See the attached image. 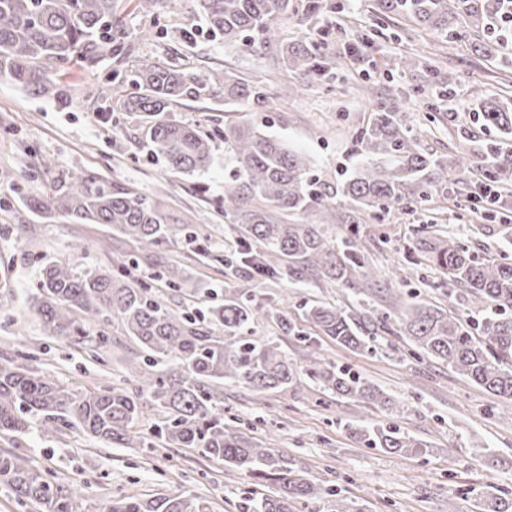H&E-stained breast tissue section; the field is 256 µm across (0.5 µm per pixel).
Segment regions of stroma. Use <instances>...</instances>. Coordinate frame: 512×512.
<instances>
[{
    "mask_svg": "<svg viewBox=\"0 0 512 512\" xmlns=\"http://www.w3.org/2000/svg\"><path fill=\"white\" fill-rule=\"evenodd\" d=\"M116 2L128 35L125 52L103 55L89 69L57 71L56 80L70 89L68 104L49 94H27L0 78V290L9 291L0 304V354L25 351L31 369L73 390L93 392L119 381L124 361L137 352L135 342L116 324L105 359H97L92 348L43 336L31 308L37 267L18 250V241H27L45 257L104 270L125 266L134 251L103 225L40 219L26 206L43 195L52 179L41 167L43 159H51L60 170H94L152 195L171 226L192 222L200 233V241L175 238L160 250L166 264L186 268V288H169L144 264L130 270L132 280L151 282L161 300L178 312L200 307L207 292L220 294L235 286L252 305L272 311L255 321L254 338L276 344L300 366L321 362L349 368L387 392L399 407L392 414L327 395L309 380L280 393L228 383L225 417L254 423V437L336 486L363 512H448L452 507L477 512V495L494 489L512 492V418L504 414L512 405L507 400L448 364L410 355L406 342L397 337H385L376 350L354 353L322 336L305 344L283 332L277 318L282 311L295 316L300 303L313 300L393 313L409 302H427L451 315H467L477 310V303L454 288L441 270L418 263L414 246L434 232L438 218L449 236L470 246L479 259H512V248L497 234V217L487 209H473L457 192L438 194L413 213L392 214L381 222L338 197L329 212L298 213L290 221L324 224L329 236L339 239L349 226H357L370 277L364 294H352L316 275L256 283L240 271L239 228L225 222L219 206L224 178L234 168L223 141L214 143L216 162L208 172L172 175L162 160L145 156L139 114L112 111L110 101L97 93L98 87L111 84L115 72L140 63L173 65L200 77L226 68L249 81L263 80L268 111L251 112L240 103L237 118L264 125L267 133L287 140L311 161L316 178L333 186L349 169L352 142L370 116L364 92L401 105L421 152L476 159L487 143L499 139V131L485 128L465 139L457 128L470 125L476 97H512V73L476 54L468 43L438 40L394 15L378 19L376 0H336L341 12L320 16L306 14L307 0H292L278 21L283 37L304 40L317 29L331 27L326 51L336 58V73L330 88L308 87L284 102L277 92L297 76L284 66L278 45L254 51L224 43L200 20L197 0H159L148 15L136 0ZM414 54L431 56L435 70H403L401 57ZM448 69L460 77L450 90L442 82ZM167 117L208 132L223 125L224 104L186 100ZM217 253L226 255V263L214 261ZM390 422L427 444V452L399 456L367 447L363 429ZM9 450L57 482L85 484L84 512H102L116 495L144 497L158 491L196 495L211 512H240L242 502L266 491L259 479L191 448H111L76 428L52 438L31 431L17 436Z\"/></svg>",
    "mask_w": 512,
    "mask_h": 512,
    "instance_id": "35a3bbf8",
    "label": "stroma"
}]
</instances>
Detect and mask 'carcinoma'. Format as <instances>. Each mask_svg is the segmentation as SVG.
<instances>
[{
	"label": "carcinoma",
	"mask_w": 512,
	"mask_h": 512,
	"mask_svg": "<svg viewBox=\"0 0 512 512\" xmlns=\"http://www.w3.org/2000/svg\"><path fill=\"white\" fill-rule=\"evenodd\" d=\"M211 33L224 42L251 48L271 41L300 82L282 88L280 98L302 84H324L333 64L325 52L328 36L308 42L280 37L278 17L290 0H198ZM383 14L402 15L416 25L452 40L468 41L470 26L484 39L472 43L487 56L504 43L498 26L508 11L504 0H378ZM114 0H0V77L33 95L67 92L51 69L94 65L101 56L120 55L126 33ZM112 111L138 112L144 120V150L164 160L174 174L205 172L214 164L212 136L196 126L172 122L165 112L186 99H224L268 108L261 83L246 82L224 68L205 79L155 63H142L112 78ZM372 118L355 137L357 164L336 190L312 175L310 162L286 142L238 120L224 124V149L234 169L224 179V217L243 229L238 254L244 273L267 281L287 274L301 278L320 272L362 294L355 284L363 267L357 228L342 240L328 239L322 224H290L288 214L326 211L335 194L358 204L372 219L428 201L448 185H468L472 177L494 191L504 204L512 187V103L487 100L473 109V123L493 127L503 140L485 147L477 161L450 164L422 154L417 139L395 106L376 102ZM29 206L44 218L61 216L75 224H106L112 235L135 245L138 257L159 266L154 254L175 236L163 210L143 192L93 171L56 173L49 191ZM418 251L438 266L484 308L476 316H450L430 304H413L402 316L361 312L322 301L301 305L302 318L350 350L371 348L378 332H397L428 357L445 362L467 380L512 402V262H482L470 248L440 235L420 241ZM96 268L67 261H44L32 308L47 336L84 343L97 328L96 348H108V330L117 322L140 348L128 362L123 385L79 393L26 368L24 354L0 357V440L27 430L53 437L62 428H78L109 444L127 448H195L203 456L261 479L269 493L252 499L243 512H295L305 502L323 504L324 512H354L335 488L290 466L277 449L262 445L224 418V382L257 391H285L315 379L325 392L392 407L390 397L347 369L319 362L300 369L279 347L247 335L263 316L232 288L224 299L193 314L164 304L152 286L128 281ZM224 328V335L216 329ZM156 411L149 436L139 430L144 407ZM372 448L390 454L424 452L425 445L395 425L363 431ZM0 489L35 512H82L84 493L75 484L52 480L29 460L0 452ZM485 512H512V494L483 496ZM195 496L161 492L150 498L117 497L103 512H207Z\"/></svg>",
	"instance_id": "obj_1"
}]
</instances>
